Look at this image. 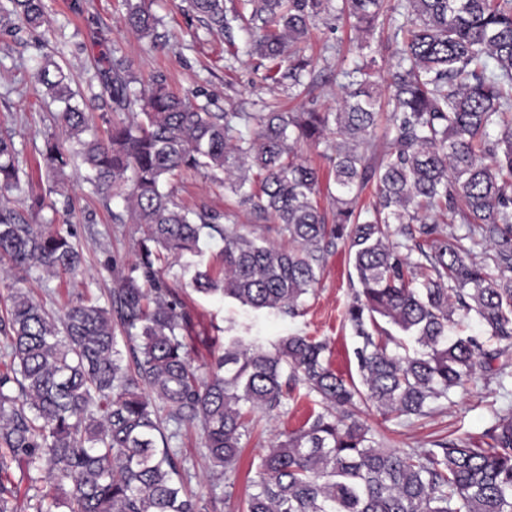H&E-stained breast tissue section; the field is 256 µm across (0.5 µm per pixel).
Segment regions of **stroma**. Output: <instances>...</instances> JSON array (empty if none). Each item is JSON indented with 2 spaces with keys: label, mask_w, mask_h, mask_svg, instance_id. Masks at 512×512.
<instances>
[{
  "label": "stroma",
  "mask_w": 512,
  "mask_h": 512,
  "mask_svg": "<svg viewBox=\"0 0 512 512\" xmlns=\"http://www.w3.org/2000/svg\"><path fill=\"white\" fill-rule=\"evenodd\" d=\"M43 3L48 19L44 27L35 31L0 30V125L15 129V145L23 170L20 188L10 192L9 197L20 202L33 194L44 195L48 206L38 216V223L71 224L82 252V269L76 276L59 280L47 281L33 274L13 278L8 286L0 283V301L6 300L14 286L54 310L78 294L106 300L117 279L116 271L107 265L108 257L116 254L124 262H131L142 232L136 224L114 223L113 213L123 209L121 200L103 203L84 181L82 172L69 173L71 207H64L62 197L50 193L45 172L39 167V151L45 136L53 134L63 141L67 134L52 120L59 104L51 100L35 79L44 58H51L69 72L71 88L90 116L91 133L102 137L116 118L114 112L102 105L109 97L96 68L102 53L126 61L133 77V91L143 90L155 76L162 75L174 91L214 112H259L265 104L277 102L291 109L335 108L337 94L346 82L343 71L351 67L358 55L357 34L349 23L324 16L311 29L305 43L319 76L318 83L309 97L292 98L287 86L262 81L263 69L257 58L231 56L225 39L211 34L186 12L182 0H146L159 20L162 39L155 44L127 29L124 0ZM171 186L177 201L190 208L223 211L231 224L254 221L246 208L225 194L222 186L203 175L184 173L172 178ZM354 275L347 252L341 248L329 250L320 283L314 294L308 296L303 314L293 317L255 310L220 296L199 294L179 265L163 271L164 278L177 289L191 311L194 358L207 357L209 348L223 346L231 336L270 349L281 337L301 333L327 342L332 368L347 378L358 375L356 341L343 319L352 299ZM511 404L512 395L503 393L488 370L478 372L466 391L454 393L431 417L411 424L395 418L386 421L373 409L364 411L362 417L383 435L387 447L421 448L452 432L480 436L491 424L493 410ZM315 408L312 399L301 397L284 401L282 407L269 414L252 413L249 432L242 440L244 450L237 465V479L231 488L216 480L211 467L206 465L200 427H184L178 444L187 461L190 488L206 499L219 496L220 512H242L250 491L249 481L256 477L265 449L300 429Z\"/></svg>",
  "instance_id": "1"
}]
</instances>
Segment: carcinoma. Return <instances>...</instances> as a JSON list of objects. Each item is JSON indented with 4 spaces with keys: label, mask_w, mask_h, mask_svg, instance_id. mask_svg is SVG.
I'll use <instances>...</instances> for the list:
<instances>
[{
    "label": "carcinoma",
    "mask_w": 512,
    "mask_h": 512,
    "mask_svg": "<svg viewBox=\"0 0 512 512\" xmlns=\"http://www.w3.org/2000/svg\"><path fill=\"white\" fill-rule=\"evenodd\" d=\"M186 2L214 34L229 38L242 22L245 53L268 63L264 80L288 83L295 96L317 83L300 44L322 15L372 35L380 17L397 14L388 96L377 93L371 56L333 111L211 112L163 77L133 94L124 62L102 58L112 111L126 118L106 138L85 139L69 75L49 62L37 72L62 104L54 121L71 135L67 147L48 136L39 150L52 192L64 195L66 169L79 164L105 201L124 202L143 237L106 305L81 295L58 314L10 288L0 311V512H16L14 463L41 484L34 512H217V499L189 488L172 441L182 426H201L216 479L231 487L248 414L279 409L297 383L321 410L262 455L243 512H512L511 408L493 411L478 438L445 436L428 448H386L358 417L361 405L386 421L428 417L498 359L487 342L512 341V0ZM125 5V25L157 39L145 0ZM17 21L41 27L43 0L0 2V29ZM384 102L394 135L382 150L374 130ZM329 138L331 218L319 171L297 150ZM182 170L204 172L279 225L288 246L181 205L164 186ZM21 173L14 134L1 130L0 190L18 187ZM370 185L374 200L359 204ZM215 236L224 269L214 276L187 262L194 290L291 316L319 284L329 245L347 250L358 288L345 319L358 338L360 383L331 368L327 343L300 334L272 350L231 336L195 363L192 315L159 264L195 257L201 238ZM81 260L71 225L31 224L0 202V265L54 279ZM472 314L485 335H448Z\"/></svg>",
    "instance_id": "cac0c4a2"
}]
</instances>
